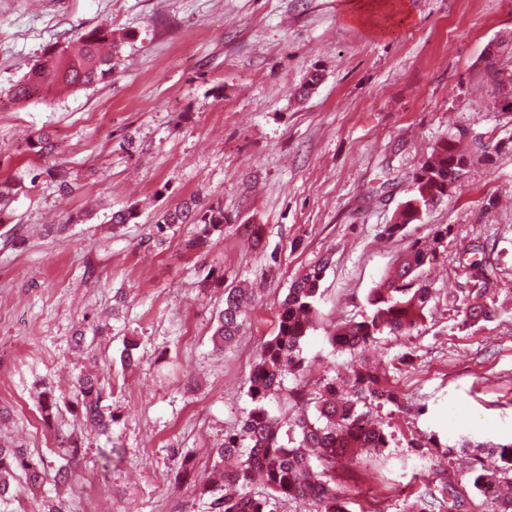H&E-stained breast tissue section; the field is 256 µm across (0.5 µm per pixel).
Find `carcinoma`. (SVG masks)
I'll return each mask as SVG.
<instances>
[{
	"label": "carcinoma",
	"mask_w": 512,
	"mask_h": 512,
	"mask_svg": "<svg viewBox=\"0 0 512 512\" xmlns=\"http://www.w3.org/2000/svg\"><path fill=\"white\" fill-rule=\"evenodd\" d=\"M78 49L50 50L44 60L32 67L11 88V97L21 103L46 97L59 87H88L112 75L113 50L118 44L112 27L100 26L78 36ZM503 150L502 143L485 144L464 128L433 147L412 178V196L384 228L392 238L406 236L408 225L420 220L422 211L453 196L461 177L472 167L492 161ZM175 224H200L201 231L185 243L188 251L203 253L212 237L224 235V208L220 204L202 205L192 198L167 212L154 225L156 235ZM446 224L430 226L429 233L410 242L398 256L393 269L371 290L370 312L358 321L336 323L329 330V343L338 352L356 353L381 336L410 337L423 322L434 299L431 284L424 277L448 239ZM472 253L481 254L465 267V274L483 284L469 291L460 305H453L461 322L491 321L497 310L489 303V286L497 283L498 267L491 253L479 245ZM329 260L304 270L288 288L277 313L276 329L263 342L251 366L246 386L253 407L239 428L224 436V443L213 450V469L222 475L224 495L214 499L211 512H273V502L309 500L314 512H351L353 501L348 487L337 481V464L342 460L360 463L366 453H382L391 447L392 434L372 423L374 408L391 404L404 407V401L389 379L365 362L348 373L338 372L319 380L309 393L293 388L289 400L297 415L288 421V430L266 408L269 396L282 390L287 375L304 374L303 344L314 328L316 305L321 298V283ZM251 294L244 288L224 289V308L219 312L212 336L221 350L234 341L245 325L246 307ZM105 384L91 373H81L72 382L69 394L61 397L48 390L40 407L48 420L60 407L80 415L90 427L109 432L115 415L102 405ZM65 464L55 472V482L66 483L83 458L82 443L63 437ZM469 448L476 455L494 457L490 466L480 464L468 474L469 484L480 498L481 512H512V496L501 488L512 483V441L487 445L461 440L446 446L443 456L455 449ZM47 464L33 459L20 448L0 445V500L11 494V479L22 472L33 489L46 478ZM263 485L255 494L251 485ZM472 500L448 481H442L439 495L414 500L408 512H471Z\"/></svg>",
	"instance_id": "1"
}]
</instances>
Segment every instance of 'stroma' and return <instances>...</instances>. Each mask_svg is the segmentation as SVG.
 Masks as SVG:
<instances>
[{
  "instance_id": "1",
  "label": "stroma",
  "mask_w": 512,
  "mask_h": 512,
  "mask_svg": "<svg viewBox=\"0 0 512 512\" xmlns=\"http://www.w3.org/2000/svg\"><path fill=\"white\" fill-rule=\"evenodd\" d=\"M105 24L119 43L110 77L13 101L9 88L50 48ZM511 37L512 0H0V179L22 185L0 223V407L10 412L0 444L56 462L59 435L84 443L68 484L37 495L15 476L0 512H38L45 495L64 512H86L91 498L102 512H168L172 501L209 512L222 489L197 487L208 484L211 451L252 407L245 381L279 301L323 258L306 381L379 360L413 406L379 409L396 446L368 466L342 465L345 484L390 487L392 512H404L432 488L411 439L512 440V152L471 168L406 238L384 234L449 130L491 144L512 137V112L498 108L512 86L488 76L512 70V50L485 54ZM315 73L314 93L297 97ZM40 131L53 140L44 154L29 147ZM193 197L224 207V235L205 258L184 249L198 225L147 236ZM129 205L139 217L112 228L111 212ZM433 224L450 233L427 271L437 296L418 332L334 352L330 324L361 319L371 289ZM477 244L499 252L498 315L462 324L451 305L467 295L461 261ZM212 265L222 286L203 282ZM238 285L256 295L242 336L218 353L215 318ZM89 325L102 333L75 346ZM132 339L138 364L127 370L120 354ZM87 371L112 386L107 438L69 411L41 415L44 388L65 393ZM108 442L118 454L105 476L98 449ZM184 455L192 486L176 477Z\"/></svg>"
}]
</instances>
